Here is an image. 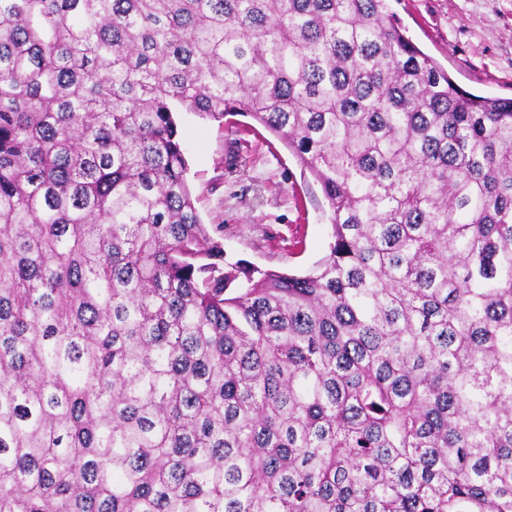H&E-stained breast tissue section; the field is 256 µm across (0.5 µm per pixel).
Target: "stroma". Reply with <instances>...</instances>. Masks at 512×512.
Listing matches in <instances>:
<instances>
[{"label":"stroma","mask_w":512,"mask_h":512,"mask_svg":"<svg viewBox=\"0 0 512 512\" xmlns=\"http://www.w3.org/2000/svg\"><path fill=\"white\" fill-rule=\"evenodd\" d=\"M407 34L464 90L512 97V0H392ZM195 207L225 264L303 272L331 240L329 206L310 174L246 116L177 113Z\"/></svg>","instance_id":"35a3bbf8"}]
</instances>
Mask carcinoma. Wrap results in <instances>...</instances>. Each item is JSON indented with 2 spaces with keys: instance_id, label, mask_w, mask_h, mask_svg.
Masks as SVG:
<instances>
[{
  "instance_id": "1",
  "label": "carcinoma",
  "mask_w": 512,
  "mask_h": 512,
  "mask_svg": "<svg viewBox=\"0 0 512 512\" xmlns=\"http://www.w3.org/2000/svg\"><path fill=\"white\" fill-rule=\"evenodd\" d=\"M180 110L313 176L312 269L220 267ZM0 512H512V97L387 0H0Z\"/></svg>"
}]
</instances>
